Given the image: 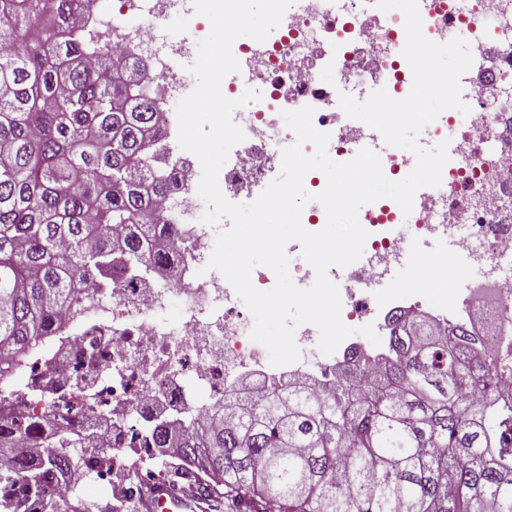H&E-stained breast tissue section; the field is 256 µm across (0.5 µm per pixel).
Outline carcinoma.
<instances>
[{
	"instance_id": "cac0c4a2",
	"label": "carcinoma",
	"mask_w": 512,
	"mask_h": 512,
	"mask_svg": "<svg viewBox=\"0 0 512 512\" xmlns=\"http://www.w3.org/2000/svg\"><path fill=\"white\" fill-rule=\"evenodd\" d=\"M85 0H0V366L27 357L129 275L173 264L174 225L159 210L177 190L155 101L136 91L141 62L121 64L102 35L75 26ZM389 359L338 380L272 382L202 423L152 417L124 448L121 481L146 460L189 463L205 496L224 487L235 512H512V404L493 393L496 363L463 326L399 323ZM66 425L0 412V512H90L58 498V478L113 468L93 407L58 408Z\"/></svg>"
}]
</instances>
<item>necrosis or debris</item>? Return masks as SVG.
<instances>
[{"label": "necrosis or debris", "instance_id": "necrosis-or-debris-1", "mask_svg": "<svg viewBox=\"0 0 512 512\" xmlns=\"http://www.w3.org/2000/svg\"><path fill=\"white\" fill-rule=\"evenodd\" d=\"M95 5L99 21L112 28L114 51L123 60L146 63V82L159 93L167 149L184 183L183 205L169 202L162 212L177 226L178 275L149 288L134 281L106 289L93 309L43 337L35 358L0 377V406L30 417L33 400L44 398L47 386L66 390L81 373L97 407L127 415L161 402L200 414L206 401L240 395L247 375L283 380L303 370L322 392L335 382L339 364L362 356L368 367L379 364L380 353L364 354L355 336L323 354L317 327L303 324L295 331L299 360L270 367L266 349L250 337L252 314L225 277L207 267L221 227L202 220L197 158L176 136V106L189 86L180 62L194 55L195 44L186 37L156 43L158 24L192 13V0ZM419 12L428 39L460 37L470 45L473 62L460 79L468 121L459 125L446 114L427 125L430 139L453 144L440 186L415 198L405 217L385 201L368 204L360 220L368 233L362 257L345 268L330 267L328 277L339 289L342 321L372 325L386 337L403 316L420 315L443 329L474 326L480 305L470 282L481 278L495 292L481 337L496 354L505 345L504 327L512 325V0H421ZM404 40L403 18L381 11L375 0H294L265 41L234 44L240 70L225 77L222 92L233 100L248 84L261 98L232 115L245 139L232 148L218 177L224 196L250 202L255 187L271 182L283 143L295 139L279 119L286 110L313 107V124L329 133L327 151L337 161L375 147L374 129L347 117L339 96H360L382 83L392 87L394 98H405L413 73L402 54ZM410 262L432 266L435 279L375 293V284L395 266ZM429 285L439 288V303L429 301ZM174 306L182 316L172 324L166 314Z\"/></svg>", "mask_w": 512, "mask_h": 512}]
</instances>
